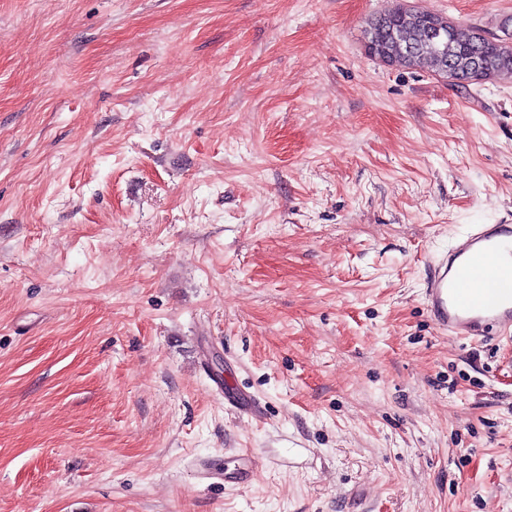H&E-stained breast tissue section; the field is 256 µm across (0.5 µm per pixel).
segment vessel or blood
Segmentation results:
<instances>
[{
  "mask_svg": "<svg viewBox=\"0 0 512 512\" xmlns=\"http://www.w3.org/2000/svg\"><path fill=\"white\" fill-rule=\"evenodd\" d=\"M430 317L455 336L512 335V225L478 224L432 261L426 274Z\"/></svg>",
  "mask_w": 512,
  "mask_h": 512,
  "instance_id": "vessel-or-blood-1",
  "label": "vessel or blood"
}]
</instances>
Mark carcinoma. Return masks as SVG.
I'll use <instances>...</instances> for the list:
<instances>
[{"label":"carcinoma","instance_id":"obj_1","mask_svg":"<svg viewBox=\"0 0 512 512\" xmlns=\"http://www.w3.org/2000/svg\"><path fill=\"white\" fill-rule=\"evenodd\" d=\"M365 41L371 43L369 56L380 62L429 68L456 86L512 78V43L485 37L479 28L464 34L445 18H434L429 25L422 14L399 5L369 20Z\"/></svg>","mask_w":512,"mask_h":512}]
</instances>
